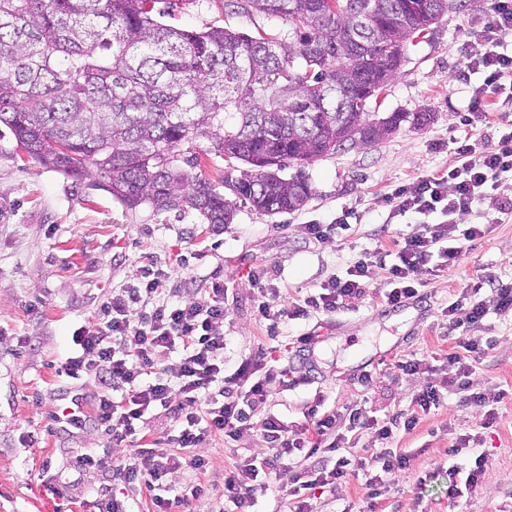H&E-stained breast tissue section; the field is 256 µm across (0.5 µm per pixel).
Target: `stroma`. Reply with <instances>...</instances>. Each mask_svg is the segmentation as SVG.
<instances>
[{
	"label": "stroma",
	"instance_id": "1",
	"mask_svg": "<svg viewBox=\"0 0 512 512\" xmlns=\"http://www.w3.org/2000/svg\"><path fill=\"white\" fill-rule=\"evenodd\" d=\"M490 17L491 0H464L409 44L405 65L368 103L373 118L404 112L407 121L378 144L356 145L308 166L311 196L302 209L268 215L239 201L233 222L217 232L191 209L127 210L111 194L89 189L94 172L80 179L59 174L19 151L9 133L0 134V512H99L105 494L127 501L131 512H153L146 490L112 477L126 447L108 449V435L92 423L57 422L73 397L90 402L98 391L94 373L71 378L63 370L76 352L75 331L96 323L101 305L119 289L138 284L148 265L162 271L186 300L206 302L211 282H223L224 372L234 373L257 355L292 369L301 385L273 392L265 407L288 424L303 423L307 407L319 399L339 414L358 405L382 419L410 409L425 385L439 390V406L394 440L407 463L389 479L375 512H512V399L498 403L499 419L486 428L483 408L468 393L449 392L445 357L454 342L444 314L462 288L490 277L512 280V222L495 223L490 203L476 204L462 221L490 223V233L473 242L454 267L431 263L418 271L422 288L403 306L389 307L382 298L388 277L384 251L393 250L416 224L442 221L437 213L396 210L391 192L446 170L459 139L471 137L490 150L500 130L512 125V111L468 109L483 77L466 66L463 33ZM173 23L288 32L285 19L236 15L224 0H183ZM418 112L432 113V121L415 126ZM344 214L351 228L342 236L316 241L298 230L302 224L335 223ZM364 253L373 256L371 289L343 310L285 319L272 332L256 317L255 268L270 271L274 290L266 301L278 310L344 273ZM313 329L320 342L299 350L297 336ZM473 333L494 337L497 344L475 362L469 393L491 397L512 390V313L489 314ZM401 358L428 360L429 369L400 373L394 364ZM365 373L373 376L367 386L360 383ZM142 432L150 452L140 457L141 469L176 451V429L165 417L147 413ZM464 435L478 439L483 475L476 488L456 497L447 468H469L470 457L452 458L448 450ZM90 450L98 452V465L78 468V458ZM266 452L259 433L233 440L216 435L202 449L208 460L204 474L184 467L165 482L177 491L205 484L214 512H227L226 470Z\"/></svg>",
	"mask_w": 512,
	"mask_h": 512
}]
</instances>
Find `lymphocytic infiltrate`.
Instances as JSON below:
<instances>
[{
	"label": "lymphocytic infiltrate",
	"mask_w": 512,
	"mask_h": 512,
	"mask_svg": "<svg viewBox=\"0 0 512 512\" xmlns=\"http://www.w3.org/2000/svg\"><path fill=\"white\" fill-rule=\"evenodd\" d=\"M512 36V0H492V16L481 28L466 32L469 46L466 60L471 71L483 74L470 104L471 111H488V94L502 96L512 105V53L506 40ZM457 162L439 175L423 177L414 189L399 187L391 197L398 210L422 215L438 213L444 220L423 224L397 242L391 253L388 287L384 300L392 306L419 293L414 275L433 258L443 265L455 266L462 245L489 233L486 224H462L459 216L469 214L475 203L494 198L498 214L512 217V199L495 197L499 179L512 174V128L501 131L494 150L483 151L470 140H460L455 149ZM370 259L361 256L344 274L323 282L303 302L283 310H271L265 302L271 285L266 268L255 271L252 284L260 301L257 313L277 328L282 317L302 319L311 312L327 315L345 308L349 300L363 296L369 288L366 280ZM210 301L201 305L189 300H173L162 273L145 274L135 288L120 289L101 307L99 321L77 330L75 356L64 365L66 374L78 377L95 372L100 391L92 405V420L111 435L113 445L136 438L148 411H161L176 423L178 453L158 457L149 471L137 466L138 452L125 455L113 474L130 485L145 487L151 494L154 512H172L175 505L194 501L199 512H211L210 496L201 485H193L179 494H171L164 477L172 470L189 467L205 470L207 461L199 449L208 437L221 434L236 438L247 430L259 431L271 450L270 455L251 457L236 463L224 475V499L233 512H251L259 492L268 489L267 478L290 468L300 460L290 491L295 512H320L314 495L319 488H336L356 472L366 476L365 498L381 496L386 480L406 464L405 455L391 448L400 432L413 431L419 415L429 412L439 401L434 386H425L416 396L417 409L400 413L385 422L368 417L363 409L349 411L350 428L374 430L382 445L378 452H358L343 447L336 434L338 414L309 407L301 431H290L287 424L261 408L273 391L283 385H296L297 378L288 369L264 362L263 358L243 361L233 374L224 372V285L212 283ZM512 312V282L498 283L490 295H482L480 285L464 288L448 305L450 330L456 331L458 352L447 358L454 373L449 389L469 391V399L486 409V424H493L496 413L485 394L470 392L469 360L492 349L489 337L470 335L471 327L489 314ZM178 354L180 370L169 379L159 368L160 354Z\"/></svg>",
	"instance_id": "f902f5d3"
}]
</instances>
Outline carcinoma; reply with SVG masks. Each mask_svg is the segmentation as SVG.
I'll use <instances>...</instances> for the list:
<instances>
[{"mask_svg":"<svg viewBox=\"0 0 512 512\" xmlns=\"http://www.w3.org/2000/svg\"><path fill=\"white\" fill-rule=\"evenodd\" d=\"M162 0H0V126L31 159L125 208L195 210L214 229L231 202L193 145L227 162L222 186L268 214L303 207V168L370 146L407 114L371 119L367 104L407 61L448 0H231L235 13L278 16L288 35L164 23ZM370 42L353 46L346 31ZM65 149H60V146ZM275 158L271 167L257 155ZM247 168L234 175V162ZM296 168L285 177L282 172ZM192 182L191 192L185 191Z\"/></svg>","mask_w":512,"mask_h":512,"instance_id":"carcinoma-1","label":"carcinoma"}]
</instances>
